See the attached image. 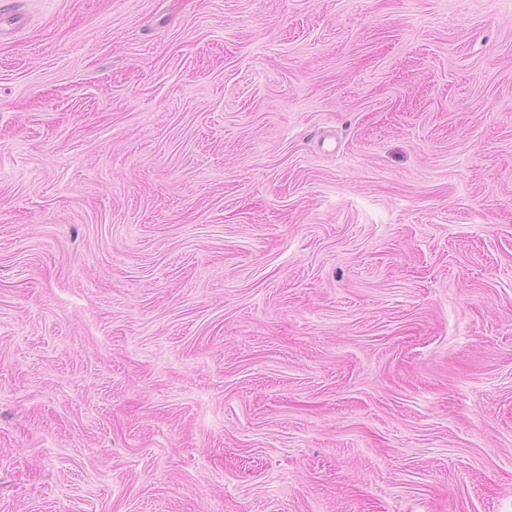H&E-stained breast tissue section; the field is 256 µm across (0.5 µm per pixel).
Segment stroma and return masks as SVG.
<instances>
[{
  "mask_svg": "<svg viewBox=\"0 0 512 512\" xmlns=\"http://www.w3.org/2000/svg\"><path fill=\"white\" fill-rule=\"evenodd\" d=\"M0 512H512V0H0Z\"/></svg>",
  "mask_w": 512,
  "mask_h": 512,
  "instance_id": "stroma-1",
  "label": "stroma"
}]
</instances>
